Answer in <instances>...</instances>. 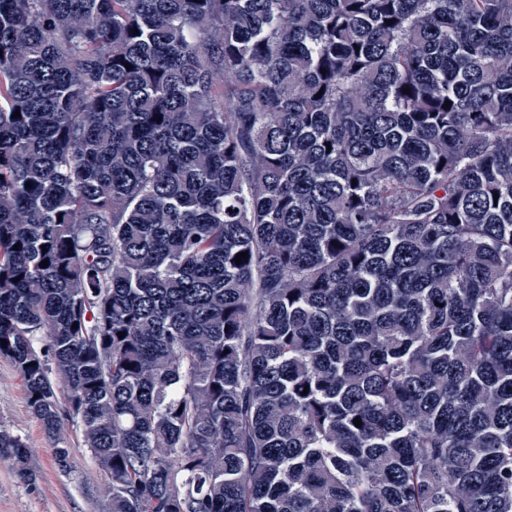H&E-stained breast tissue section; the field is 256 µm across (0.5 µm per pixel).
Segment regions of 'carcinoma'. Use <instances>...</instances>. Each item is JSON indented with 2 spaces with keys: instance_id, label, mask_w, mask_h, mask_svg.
Instances as JSON below:
<instances>
[{
  "instance_id": "obj_1",
  "label": "carcinoma",
  "mask_w": 512,
  "mask_h": 512,
  "mask_svg": "<svg viewBox=\"0 0 512 512\" xmlns=\"http://www.w3.org/2000/svg\"><path fill=\"white\" fill-rule=\"evenodd\" d=\"M2 340L112 512H512V0H0Z\"/></svg>"
}]
</instances>
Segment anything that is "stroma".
Segmentation results:
<instances>
[{
  "label": "stroma",
  "instance_id": "1",
  "mask_svg": "<svg viewBox=\"0 0 512 512\" xmlns=\"http://www.w3.org/2000/svg\"><path fill=\"white\" fill-rule=\"evenodd\" d=\"M0 429L29 448L25 477L0 455V512H111L110 477L84 447L77 421L62 414L56 437H47L28 407L19 372L1 357ZM57 445L69 451L66 465L54 456Z\"/></svg>",
  "mask_w": 512,
  "mask_h": 512
}]
</instances>
